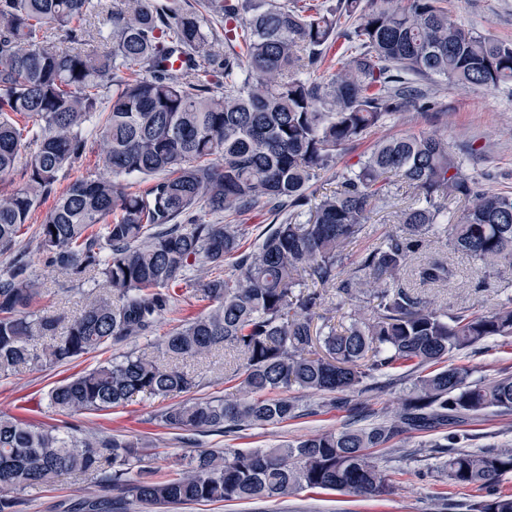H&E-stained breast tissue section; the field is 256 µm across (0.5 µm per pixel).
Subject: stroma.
<instances>
[{
	"label": "stroma",
	"instance_id": "1",
	"mask_svg": "<svg viewBox=\"0 0 512 512\" xmlns=\"http://www.w3.org/2000/svg\"><path fill=\"white\" fill-rule=\"evenodd\" d=\"M449 13L466 26L512 42V0H448ZM436 106L424 112L410 107L392 117L366 138L348 146L338 158L335 171L320 173L312 185L322 194L336 187L335 172L357 161L376 141L387 137L418 134L440 129L448 145L464 164V170L490 192L512 193V85L494 90L463 87L439 79L433 83ZM100 145L89 142L86 152L71 167L60 173L53 195L43 199L24 225L11 252L0 255V270L10 266L16 255H23L33 275L38 278L45 309L63 314L66 319L79 316L82 293L79 284L65 272L47 266L39 249L38 227L52 207L56 194L66 190L79 177L105 175ZM400 224L383 212L372 213L364 233L347 249L346 264L355 268L360 259L385 237L399 233ZM424 259H443L450 263L453 277L445 285L422 283L415 272H408L403 285L414 294L430 299L438 308L455 312L461 308L486 311L512 296V268L501 267L498 273L486 272L471 258L453 252L447 239L432 238ZM127 343H107L96 352L65 366L38 367L17 375L0 378V415L13 416L34 424L47 423L59 431L71 427L102 434L126 437L150 436L158 454L148 462L155 473H175L183 468L190 453L198 449L269 448L281 441L305 438L319 431L347 424H364L367 415L400 408L412 379L405 370L363 383L347 393L348 404L318 415H303L283 424L254 427L235 433L177 431L159 426L158 414L166 403L157 398L137 397L126 405L107 411L62 413L49 409L47 393L63 379L105 363ZM236 361L230 348L213 350L206 358L187 362V370L198 374L201 385L194 397L224 396L233 393L224 373ZM453 364L466 367L472 379L486 380L512 374V338L491 339L460 351ZM460 445L470 449L496 448L512 443V411L491 409L468 423L457 426ZM436 433H407L399 438L401 458L388 463L387 470L394 492L366 499L338 491L305 490L285 498L255 500L247 503H191L168 508L167 512H436L435 505L448 487L436 477L433 466L435 451L431 444ZM95 489L90 478L65 475L49 486L27 490L24 512H69V504Z\"/></svg>",
	"mask_w": 512,
	"mask_h": 512
}]
</instances>
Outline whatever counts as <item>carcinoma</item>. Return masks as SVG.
Returning <instances> with one entry per match:
<instances>
[{
	"mask_svg": "<svg viewBox=\"0 0 512 512\" xmlns=\"http://www.w3.org/2000/svg\"><path fill=\"white\" fill-rule=\"evenodd\" d=\"M203 10L168 13L151 0H120L102 48L87 28L101 0H0V178L25 160L23 182L0 194V254L12 250L59 173L87 148L88 126L109 176L75 180L46 212L39 249L49 266L93 283L80 315L40 307L41 290L17 258L0 273V376L60 366L101 345L149 336L176 310L196 267L231 272L193 285L206 303L152 352H126L53 387L55 411H103L143 395L176 398L200 385L184 364L227 345L238 364L225 373L232 397L173 403L169 429L228 432L301 416L293 388L343 394L402 366L427 367L493 337L512 338V298L486 312L448 314L401 286L436 229L453 250L496 270L512 266V194L494 193L463 171L438 130L386 138L336 188L312 182L346 146L413 105L431 108L418 80L495 89L512 82V44L453 19L447 0H201ZM224 16V43L205 14ZM352 24L345 28L342 20ZM67 45L45 49L49 28ZM346 48L337 52L338 40ZM240 51H235V48ZM180 60V66L173 63ZM224 75V92L207 79ZM152 181L143 192L122 180ZM395 177L415 201L390 235L345 270L346 249L369 214L391 207ZM466 200L458 214L449 204ZM269 207L276 227L246 245L238 217ZM224 215L206 224L197 211ZM422 278L447 282L443 263ZM345 301L370 293L368 321L340 328L326 289ZM46 339L41 350L33 342ZM512 410V375L473 381L450 364L413 380L402 407L369 423L326 430L272 448H208L170 476L139 477L151 453L138 439L78 428H34L0 415V512H20L21 494L63 475H91L97 492L71 512H128L196 502L275 499L303 490L377 498L392 490L379 449L404 433L442 431L437 477L471 492L440 497L438 512H512V444L467 451L448 426L486 410Z\"/></svg>",
	"mask_w": 512,
	"mask_h": 512,
	"instance_id": "cac0c4a2",
	"label": "carcinoma"
}]
</instances>
